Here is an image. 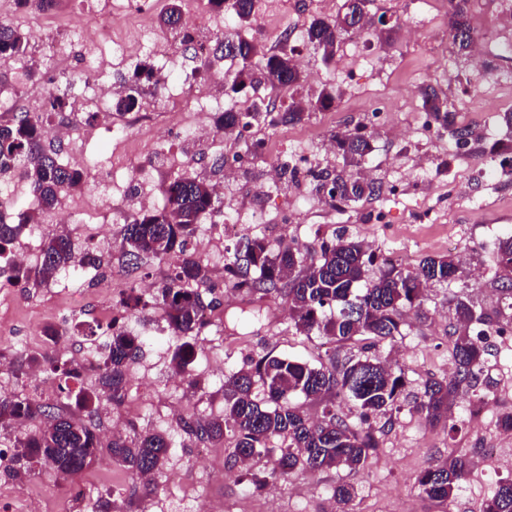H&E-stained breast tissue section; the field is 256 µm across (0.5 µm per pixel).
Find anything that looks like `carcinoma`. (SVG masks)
I'll use <instances>...</instances> for the list:
<instances>
[{
  "label": "carcinoma",
  "instance_id": "cac0c4a2",
  "mask_svg": "<svg viewBox=\"0 0 512 512\" xmlns=\"http://www.w3.org/2000/svg\"><path fill=\"white\" fill-rule=\"evenodd\" d=\"M181 0H171V6L161 14L159 28L171 32L184 26ZM368 0H344L335 17L316 18L307 29V45L323 59L335 56L341 39L350 34H366L372 20L365 12ZM469 0H450L448 30L457 52L465 54L474 42V32L468 20ZM208 4L227 12L234 20V29L216 38V46L224 43L235 46L232 53L221 57L239 65L229 75L231 89L238 92L246 85L267 84L274 92L281 88L291 91L288 108L277 112L274 124L300 122L312 112L329 108L337 99L336 87L324 83L311 95L301 96L307 75L294 62L293 54L283 51L264 57L253 66L258 54L255 38L241 29L256 22L255 0H235L231 8L225 0H208ZM31 35L11 25L0 24V62L7 63L25 56ZM423 108L439 127L450 132L457 147L465 148L473 140L470 126L456 124V113L433 87L422 91ZM276 112V105L253 102L246 112L216 113L215 122L224 130L246 129L260 114ZM338 154L346 163L358 164L373 152L371 134L362 129L335 138ZM17 168L29 181L32 197L40 210L55 208L59 199L69 190L85 181L82 171L62 162L57 154L43 146L41 120H33L26 112L0 116V170ZM309 175L317 189L327 190L335 204L348 205L379 192L378 187L357 173L336 175L330 179L313 169ZM161 205L142 210L122 224L116 248L124 262L139 266L146 261L159 263L171 255L181 257L170 269L149 300H144L136 289H127L118 304L128 316H136L149 306L158 305L171 335L182 339L172 357L176 371L191 377L189 366L196 357L192 340L213 324L212 316L218 303L202 299L195 285L208 277L207 263L194 247L193 239L198 224L206 215L218 213L213 187L192 175H178L161 186ZM32 223L28 212L17 214L0 212V277L13 286L38 288L56 278L61 272L88 267L98 270L103 265L100 255L91 249H78L70 236L50 234L40 245V261L35 267L19 269L11 264L7 251L19 229ZM497 265L512 270V235L497 243ZM376 267L375 277L360 294L353 287L362 281L368 268ZM459 261L452 256L424 259L413 271L398 266L391 258L377 256L363 244L337 234L321 242L314 249L303 248L291 242L276 252L258 236L241 238L233 249L232 259L225 264L224 273L234 287L245 296L281 297L297 330L325 336L343 344L358 336L384 340L401 335L402 315L421 306L422 291L430 283H450L459 273ZM457 327L454 332L452 356L454 371L449 378H431L423 387L417 403L418 412L426 421L437 424L450 417L459 391L473 390L480 384L482 361L486 353L488 332L499 330V322L490 316L476 314L470 300L458 297L454 301ZM478 322L484 329L475 334L470 327ZM107 337L103 356L97 361L98 387L72 389L60 387L65 398L72 399L80 410L92 418L99 411L119 404L126 392L125 369L141 349L142 337L125 329L123 322L114 318L107 326L77 324L57 330L49 328L46 335ZM28 365L42 366L58 379L77 380L81 366L59 360L29 357ZM260 384L265 398L253 394ZM405 382L402 373L395 372L377 356L350 358L340 365L314 366L289 357L266 354L251 361V368L240 370L224 383V414L220 417H182L179 426L200 442L228 439L232 445L234 462L253 461L257 468L247 471L242 479L261 489L269 480L278 477L313 474L315 472L347 467L357 470L367 465L378 448L369 427L354 429L340 416L336 399L346 397L353 401L363 423L372 416L399 408L398 402ZM302 394L308 399L325 401L322 415L317 420L304 416L290 398ZM48 418L51 423L35 434L15 437L13 469L28 471L42 463L52 464L68 478L82 474L97 458L101 442L95 429L80 420L57 411L54 403L28 397L0 395V430L19 422H35ZM281 438L275 446L272 440ZM112 458L126 464L134 476L152 474L159 470L168 454L170 442L166 434L146 433L135 440L112 437L109 444ZM466 457L448 456V461L430 466L420 473L418 487L428 498L441 505L448 504L460 490L469 474ZM333 496L339 512H353L354 487L347 483L336 485ZM481 512H512V482L503 484L487 499Z\"/></svg>",
  "mask_w": 512,
  "mask_h": 512
}]
</instances>
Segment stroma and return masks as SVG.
<instances>
[{"instance_id":"35a3bbf8","label":"stroma","mask_w":512,"mask_h":512,"mask_svg":"<svg viewBox=\"0 0 512 512\" xmlns=\"http://www.w3.org/2000/svg\"><path fill=\"white\" fill-rule=\"evenodd\" d=\"M167 6V0H158L142 17L130 10L128 0H62L49 29L41 40L31 42L27 53L44 54L49 42L69 44L67 63L52 72L48 81L51 92L61 95L70 109L81 110L85 103L77 93L88 43H95L97 51L105 54L116 43L127 41L150 49L160 32L158 17ZM367 9L371 16H384L400 25L395 42L385 43L371 33L357 55L340 51L327 63L305 51L304 71L310 86L329 81L339 87L335 109L296 124L262 129V137L272 145L270 157L242 167L238 187L262 207L265 216L264 223L245 225V234L262 237L271 245L295 241L316 246L341 229L350 239L373 242L382 254L408 258L413 268L425 258L448 254L460 261L459 278L428 286L421 309L405 313L401 336L377 342L372 350L373 355L393 359L395 369L404 374L405 388L400 409L370 420L378 441L370 464L360 470L332 468L278 479L256 491L242 483L239 467L229 462V442H212L210 455H200L199 443L179 427L180 417L222 415L224 382L248 360L270 352L317 366L365 351L360 340L337 345L316 334L299 333L287 304L264 298L243 305L234 299L232 283L215 276L200 289L204 300H217L220 307L217 324L196 339L192 375L199 387L183 384L176 375L171 362L176 342L163 334L162 313L151 307L137 318L138 329L148 337L139 356L126 367L129 384L122 404L101 410L93 420L103 436L111 435L116 412L126 418L122 435L168 433L171 448L154 476V493L131 494L127 467L105 450L73 482L44 465L22 481L0 469V503H6L10 512H91L93 502L105 492L118 512H204L209 505L218 512H335L331 490L340 483L356 488L354 512H480L483 500L502 481L512 480V471L479 465L483 448L512 445V431L497 425L501 414L512 411V352L490 346L484 362L489 385L476 394H460L450 424H429L414 407L428 378L446 377L454 368V298L467 297L476 311L490 315L512 310V293L502 288L495 258L498 239L512 235V163L502 164L491 153L506 133L497 122L498 115L512 110V24L501 21L498 0H472L469 20L475 35L490 33L498 41L491 50L488 71L482 72L468 67L465 56L455 53L447 6L439 8L435 31L420 32L414 41L407 39L404 28L421 24L423 13L405 16L401 0H369ZM103 10L114 16L107 32L90 19L92 13ZM325 15L321 0H256L257 21L270 25L294 21L307 25ZM427 86L446 95L460 122L472 124L481 135L476 151L457 149L442 129L430 141L415 133L423 113L421 91ZM390 101L396 102L397 109L389 124L372 122V112ZM139 108L153 113L154 121L132 129L124 149L112 150L105 130L86 119L80 121L73 140L62 142V154L79 152L88 162L85 184L69 191L63 201L69 212L92 213V223L61 225L56 221L57 210L43 212L36 234L29 238L31 263H38L40 241L50 232L70 233L82 249L95 248L98 231L117 237L120 226L113 213L92 208L94 186L107 175L122 179L140 161L147 140L164 127L195 118L191 112H174L164 94L155 90L141 98ZM362 125L373 134L374 151L361 172L378 186L376 196L338 210L323 204L306 174L269 181V166H285L300 151L310 153L329 173L343 172L341 156L327 151L326 145L333 134ZM244 148L243 140L231 135L201 154L194 144H172L169 158L157 159L148 169V192L158 196L160 186L178 175L175 160L182 154L196 153L193 174L210 183L223 174L213 165L215 157ZM289 207L298 209L299 220L284 229L280 218ZM102 255V269L79 278L58 277L33 290L0 288V395L23 393L74 414L73 402L60 398L52 387V374L43 373L38 380L29 376L28 356L51 351L48 343L39 342V335L62 316L73 324L107 322L116 313L120 288L159 281L170 268L169 263L150 261L132 269L112 246L104 248ZM452 453L468 457L470 475L445 508L422 495L416 479L423 469Z\"/></svg>"}]
</instances>
